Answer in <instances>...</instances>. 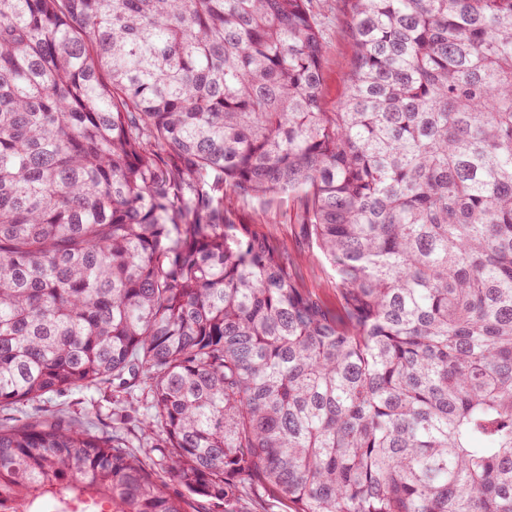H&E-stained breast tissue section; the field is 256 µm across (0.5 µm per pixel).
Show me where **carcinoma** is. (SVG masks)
Masks as SVG:
<instances>
[{
    "label": "carcinoma",
    "mask_w": 512,
    "mask_h": 512,
    "mask_svg": "<svg viewBox=\"0 0 512 512\" xmlns=\"http://www.w3.org/2000/svg\"><path fill=\"white\" fill-rule=\"evenodd\" d=\"M336 2L330 112L311 0H0V410L149 397L0 423V512H512V0ZM312 4L330 45L324 70V102L327 110L333 111L344 90L352 59L351 43L336 22V0H313ZM300 202L288 196H266L241 200L236 224H253L271 242L284 247L296 262V272L309 291L329 305H336V285L327 262L319 255L297 222ZM113 393L108 389H88L83 391H72L61 396H53L51 399L45 402H41L40 405L27 404L24 406H18L7 412H0V419L7 417H15L21 419L26 414L36 413V407L47 410H62L70 418L76 420H83L86 417L88 411H92V405L95 401V405L100 408V417L97 426L104 428L103 425L112 427L115 426V416L112 417V405L109 401L114 400ZM10 415V416H8Z\"/></svg>",
    "instance_id": "obj_1"
}]
</instances>
